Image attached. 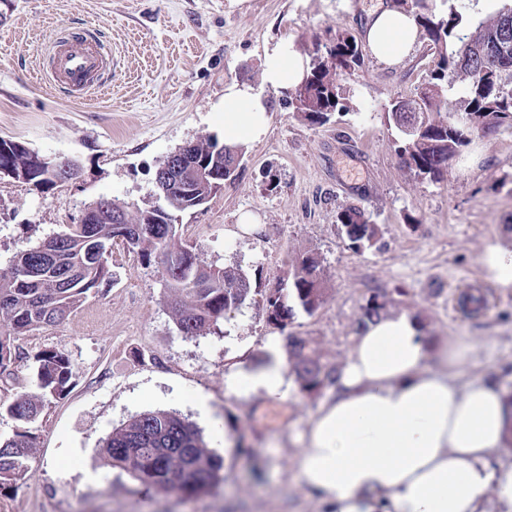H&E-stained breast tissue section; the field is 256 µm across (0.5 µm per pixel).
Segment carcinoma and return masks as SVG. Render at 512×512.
<instances>
[{"instance_id": "carcinoma-1", "label": "carcinoma", "mask_w": 512, "mask_h": 512, "mask_svg": "<svg viewBox=\"0 0 512 512\" xmlns=\"http://www.w3.org/2000/svg\"><path fill=\"white\" fill-rule=\"evenodd\" d=\"M448 12L440 15L429 0H414V20L426 36L436 64L428 80L417 88L411 103L415 112L387 111L401 133L397 151L407 169L420 179L438 181L448 163L470 141L479 126L512 127V0H504L496 13L480 21L471 32L462 26L463 6L448 0ZM459 45L448 50V44ZM362 50L352 36L338 34L325 49L315 48L308 80L288 90V105L297 117L324 124L335 112L346 109L336 77L350 74L361 65ZM462 87L461 106L448 110V92ZM446 116H441V111ZM245 155L244 147L227 145L207 137L188 143L185 157L196 170L224 171L234 177ZM42 155L12 141L0 150V169L12 178L49 190L62 184L55 172L40 162ZM185 182L170 189L167 216L156 219L155 206L130 217L126 207L110 201L112 213L93 216L91 224H69L46 242L20 249L11 266L0 271V376L11 367L33 358L36 391L16 393L0 401V409L21 425L13 436L0 439V494L22 483L28 461L36 448L30 431L45 406L63 394L73 377L68 355L46 347L34 355L15 345L20 336L58 327L87 297L109 281L108 242L120 238L143 264L163 256L167 305L178 330L198 336L227 314L240 309L256 289L252 279L237 267H208L178 233L176 213L205 204L216 189L209 179L187 172ZM126 219L112 223V214ZM338 227L351 248H380L382 231L358 207L338 214ZM319 260L303 254L291 262V279L283 288L261 294L268 324L285 329L303 312L309 316L326 302L317 270ZM386 295H373L363 307L358 323L379 316ZM288 371L299 389L317 394L335 386L339 364L322 361L302 336H288ZM105 455L112 467L156 494L177 493L184 499L213 493L224 485V458L208 448L200 428L172 412L148 411L134 417L105 440Z\"/></svg>"}]
</instances>
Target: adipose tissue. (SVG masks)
I'll list each match as a JSON object with an SVG mask.
<instances>
[{
	"label": "adipose tissue",
	"mask_w": 512,
	"mask_h": 512,
	"mask_svg": "<svg viewBox=\"0 0 512 512\" xmlns=\"http://www.w3.org/2000/svg\"><path fill=\"white\" fill-rule=\"evenodd\" d=\"M411 11L374 12L365 29L371 54L401 62L418 43ZM303 57L267 48L263 80L286 91L304 78ZM269 104L251 86L224 87V140L245 145L267 131ZM265 366L235 371V395L282 399L288 380L275 343ZM476 343L433 344L409 312H384L356 329L330 397L307 422L295 477L325 512H512V461L493 463L512 442V404L491 379L460 383Z\"/></svg>",
	"instance_id": "ef3b65f1"
}]
</instances>
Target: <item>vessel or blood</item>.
<instances>
[{
	"label": "vessel or blood",
	"mask_w": 512,
	"mask_h": 512,
	"mask_svg": "<svg viewBox=\"0 0 512 512\" xmlns=\"http://www.w3.org/2000/svg\"><path fill=\"white\" fill-rule=\"evenodd\" d=\"M105 47L91 28H65L52 41L48 74L56 89L71 98L83 97L106 74Z\"/></svg>",
	"instance_id": "1"
}]
</instances>
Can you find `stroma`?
I'll return each instance as SVG.
<instances>
[{"instance_id": "35a3bbf8", "label": "stroma", "mask_w": 512, "mask_h": 512, "mask_svg": "<svg viewBox=\"0 0 512 512\" xmlns=\"http://www.w3.org/2000/svg\"><path fill=\"white\" fill-rule=\"evenodd\" d=\"M392 0H12L0 20V139L76 160V181L44 192L0 177V270L15 253L76 223L103 198L137 210L155 202V174L187 142L224 134V86L262 88L267 47L288 42L303 58L336 34L361 37L373 12ZM91 26L106 39L110 70L82 101L63 98L43 57L63 27ZM434 65L426 43L393 67L364 55L341 76L347 111L319 125L297 118L283 94L268 92L269 126L249 143L233 179L199 208L179 213L178 232L208 266L259 273L270 288L299 253L318 257L326 303L298 314L287 331L251 304L200 336L174 326L161 261L142 265L112 243V281L58 328L18 340L36 352L62 349L71 386L33 424L37 448L25 483L0 496V512H323L296 480L308 420L326 393L291 385L287 399L238 397L235 368L264 361L276 342L307 337L343 363L373 289L390 311L420 316L431 339H474L482 347L463 381L512 382V288L489 279L486 247L512 228V128L474 133L441 182L418 181L395 151L390 104L412 98ZM349 206L379 224L384 246L356 252L337 226ZM257 231L230 238L239 212ZM479 290L484 306L461 299ZM170 411L199 427L216 452L234 429L250 455H226L215 493L159 496L112 467L102 451L114 428L146 411Z\"/></svg>"}]
</instances>
